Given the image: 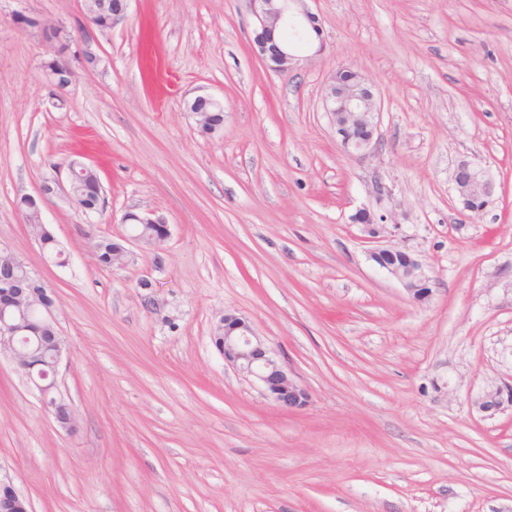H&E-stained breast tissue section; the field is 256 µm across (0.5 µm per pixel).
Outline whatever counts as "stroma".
<instances>
[{
    "mask_svg": "<svg viewBox=\"0 0 512 512\" xmlns=\"http://www.w3.org/2000/svg\"><path fill=\"white\" fill-rule=\"evenodd\" d=\"M324 50L292 71L251 51L249 0H128L105 67L65 91L36 21L76 33L80 0H0V244L55 293L66 431L0 359V470L33 512H512V0H307ZM350 65L381 98L375 154L340 147L321 98ZM208 93L219 136L185 109ZM489 167L464 211L452 174ZM81 161L104 202L42 207L65 266L16 206ZM384 216L369 239L353 215ZM170 228L122 268L126 212ZM418 257V302L376 266ZM247 317L308 392L285 410L225 366ZM194 99H199L204 102L205 106L210 104L209 108L211 112H207L206 121L203 126H199L207 135L217 134L223 127L224 124V107L217 102V100L209 95H198ZM213 103V104H211ZM453 182L464 210L479 214L491 204L495 191L494 181L488 170L481 165L461 161L454 169ZM474 205L480 206L479 209ZM117 242L106 239H100L93 242V248L96 251L99 262L106 267H121L126 261L127 256L118 246ZM482 412L506 411L512 408V385L495 386L484 391L476 401Z\"/></svg>",
    "mask_w": 512,
    "mask_h": 512,
    "instance_id": "1",
    "label": "stroma"
}]
</instances>
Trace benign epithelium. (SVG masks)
Instances as JSON below:
<instances>
[{"label":"benign epithelium","mask_w":512,"mask_h":512,"mask_svg":"<svg viewBox=\"0 0 512 512\" xmlns=\"http://www.w3.org/2000/svg\"><path fill=\"white\" fill-rule=\"evenodd\" d=\"M304 0H250L256 20V36L251 44L253 54L271 71L284 73L297 67L300 58L288 44L285 33L289 30L301 37L302 43L312 41L323 44L322 28L313 13L302 7ZM128 4L112 9V0H84L82 21L77 31V54L79 65L85 70H94L104 65L105 60L97 49L99 37L123 23ZM43 41L51 51H56L62 42L64 26L55 21L39 25ZM347 70L342 66L327 81L323 96V109L330 117L331 126L340 139L343 151L351 155L366 156L377 149L374 139L377 118L381 111L373 86L360 73L347 80L340 73ZM91 167L74 162L69 167V188H63L52 181L42 185L39 198L26 197L29 209L40 212V202L61 191L69 201L75 200L76 184L82 180ZM456 194L463 209L471 213L483 212L492 202L495 185L488 170L481 165L462 161L453 172ZM141 224L152 225V239L162 242L170 235L169 225L151 214H128ZM353 221L364 225L370 237L379 234V219L369 211L356 212ZM395 248H378L370 253V259L381 269L397 278L408 295L416 301H425L432 295L431 277L421 260L404 251L398 263L385 261V256ZM20 262L15 253L6 245H0V356H7L16 372L25 380L33 382L40 402L45 410H53L61 392L56 382L42 385L33 380L31 366L23 360V347L19 340L23 328L15 320V314L22 313L25 305L22 299L24 288L19 284L16 267ZM224 331L219 353L224 364L246 377L256 379L266 394L280 407L288 410L300 409L309 401V394L291 375L288 368L278 360L263 339L256 333L250 320L241 315L226 314L216 326ZM482 412H498L512 408V385L495 386L484 391L476 401ZM0 512H32L28 497L19 492L8 476H0Z\"/></svg>","instance_id":"7a95c632"}]
</instances>
